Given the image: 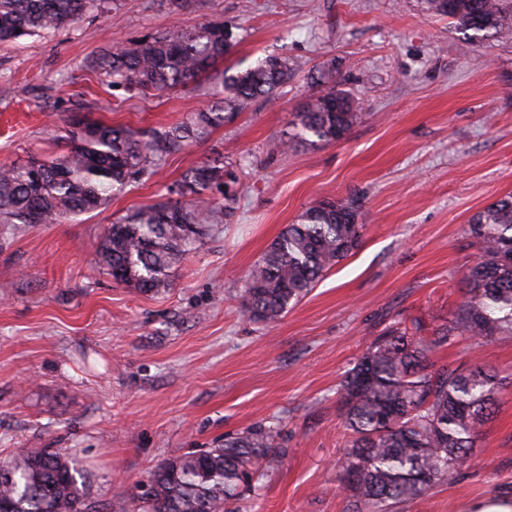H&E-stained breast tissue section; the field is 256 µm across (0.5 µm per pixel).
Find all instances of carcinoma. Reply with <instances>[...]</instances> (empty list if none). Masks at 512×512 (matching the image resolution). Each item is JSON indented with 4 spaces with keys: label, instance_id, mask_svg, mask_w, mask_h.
Instances as JSON below:
<instances>
[{
    "label": "carcinoma",
    "instance_id": "carcinoma-1",
    "mask_svg": "<svg viewBox=\"0 0 512 512\" xmlns=\"http://www.w3.org/2000/svg\"><path fill=\"white\" fill-rule=\"evenodd\" d=\"M105 0H0V42L41 36L99 10ZM428 9L463 31L512 39V0H426ZM242 36L220 20L134 38L84 67L130 89L167 91L208 75L213 101L189 121L139 129L63 120L59 155L0 165V224H59L106 207L112 196L156 174L171 155L232 122L249 104L269 99L297 69L268 55L246 68L221 69L226 39ZM318 92L294 113L293 143L340 142L362 123L359 102L336 88V69L316 70ZM229 176L224 161L201 162L167 197L128 211L105 231L99 263L112 279L141 292L172 285V270L211 230L227 206L214 197ZM366 231L356 195L321 200L287 225L247 275L243 312L272 325L361 244ZM476 247L462 299L448 321L419 320L375 337L336 389L348 432L336 475L347 512L394 507L454 481L473 457L481 423L495 413L512 371L476 361L433 367L431 356L460 338L512 340V192L472 216ZM282 429L257 425L224 436L212 448L170 459L152 472L138 512H239L232 504L253 488L263 463L286 454ZM0 512H100L90 479L57 448H23L0 462Z\"/></svg>",
    "mask_w": 512,
    "mask_h": 512
}]
</instances>
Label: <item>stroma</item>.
I'll use <instances>...</instances> for the list:
<instances>
[{
  "instance_id": "obj_1",
  "label": "stroma",
  "mask_w": 512,
  "mask_h": 512,
  "mask_svg": "<svg viewBox=\"0 0 512 512\" xmlns=\"http://www.w3.org/2000/svg\"><path fill=\"white\" fill-rule=\"evenodd\" d=\"M221 19L245 38L230 58L301 68L273 100L169 159L107 208L60 224L0 226V460L23 448L83 458L93 498L141 495L162 461L224 435L280 424L288 453L263 468L240 512H345L336 480L346 435L336 387L386 326L446 321L475 253L472 215L512 192V40H466L424 0H108L42 37L0 43V164L56 148L61 119L163 128L211 100L210 83L142 94L85 70L86 58L176 26ZM336 68L365 114L348 137L286 151L308 71ZM223 158L237 198L224 224L143 294L98 265L105 227L159 200L200 162ZM361 199L362 246L275 326L249 320L247 274L317 200ZM512 368V341L464 338L435 364L473 356ZM512 496V388L479 428L470 466L396 512H465Z\"/></svg>"
}]
</instances>
